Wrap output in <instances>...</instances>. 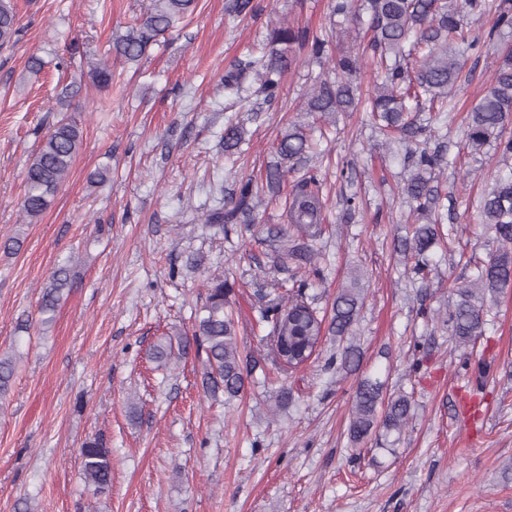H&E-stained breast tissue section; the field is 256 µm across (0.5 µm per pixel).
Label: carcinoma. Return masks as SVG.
Segmentation results:
<instances>
[{"mask_svg":"<svg viewBox=\"0 0 512 512\" xmlns=\"http://www.w3.org/2000/svg\"><path fill=\"white\" fill-rule=\"evenodd\" d=\"M370 14L373 37L370 49L379 54L378 83L371 91L368 106L385 123L398 132L400 140L408 144L415 170L404 181L403 193L416 204L414 213L422 224H413L405 237L399 239L395 250L414 262L412 273L425 278L426 254L440 240L438 220L435 218L439 196L431 186V172L445 163V157L430 151L425 129L409 118L411 102L425 98L429 109L448 111V91L460 75L458 56L474 50L479 42L470 37L460 16L464 10H483V0H463L449 6L441 0H364ZM194 0H153L152 7L137 24L129 27L112 41V53L124 63H136L156 38L174 28L191 10ZM512 31V0H500L492 32ZM20 33L19 18L12 0H0V48L16 42ZM415 37L419 51L414 56L415 76L408 74L404 43ZM308 44L305 31L285 24L274 26L268 35L261 58L239 62L235 71L225 79L226 87L242 83L246 73L252 72L260 81L263 103L272 106L279 99V79L282 71L295 61L289 54L293 45ZM360 67L357 54L343 52L336 56V77L319 78L307 98V111L330 115L352 112L361 104L352 76ZM512 123V48L498 56L491 86L469 113L465 146L478 151L493 142L503 157H512V134L506 133ZM82 131L76 122L62 119L43 138L33 153L24 176L22 212L31 221L37 220L47 209L53 196L68 174L82 145ZM244 139V129L230 124L224 128V152L237 153ZM310 148L308 135L299 128H288L277 139L275 151L280 164L267 168L266 186L272 193L280 190L285 177L283 164L305 157ZM254 190L251 181H240L224 192V206L213 210L205 223L229 233L238 224L254 223ZM324 202L322 182L316 174L300 179L286 199L288 224L266 228V236L258 239L274 252V263L279 268L293 264L292 288L280 284V289L258 294V322L270 327L267 339L274 365L296 369L300 362L282 363L279 347L288 350L307 349L311 356L317 350L324 332L336 336L350 334L363 294L357 278L350 276L349 284L336 292L330 319L317 314L308 302L304 288L311 278L320 275L317 264L319 251L312 242L322 234ZM477 217L487 226L499 243V249L488 260L475 264L468 284L454 290L448 327L460 346L475 345L485 334L487 316L504 291L512 288V178L499 179L494 187L478 199ZM70 269L60 266L53 271L50 286L40 302V312L55 311L71 288ZM233 285L215 278L208 288L205 302L196 317L191 335H181L177 344L154 347L152 355L157 362L181 359L191 348L205 354L202 385L216 396L229 399L239 396L251 376L248 361L240 349L238 322L235 321L229 296ZM412 400L404 391L383 392V384L371 379L362 380L355 391L348 435L352 446H357L376 429L385 437L398 442L409 424ZM83 471L87 483L103 494L109 490L112 475V452L98 440L88 441L81 448Z\"/></svg>","mask_w":512,"mask_h":512,"instance_id":"carcinoma-1","label":"carcinoma"}]
</instances>
